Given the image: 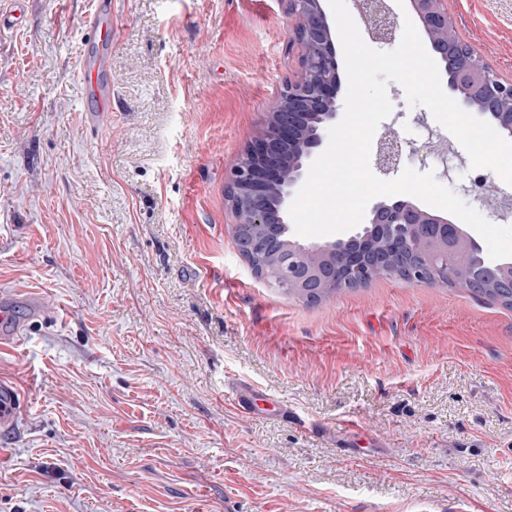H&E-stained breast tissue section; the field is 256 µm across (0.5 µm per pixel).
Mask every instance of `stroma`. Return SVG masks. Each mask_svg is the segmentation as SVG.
I'll return each instance as SVG.
<instances>
[{
  "label": "stroma",
  "instance_id": "obj_1",
  "mask_svg": "<svg viewBox=\"0 0 512 512\" xmlns=\"http://www.w3.org/2000/svg\"><path fill=\"white\" fill-rule=\"evenodd\" d=\"M97 0H0V512H512V309L387 276L309 304L256 277L228 177L300 69L287 0H112V110L77 72ZM512 82V0H447ZM391 180L464 188L388 85ZM461 164L448 178L436 157ZM253 384L284 411L240 412ZM16 394L11 388L0 386V429H10L13 427L16 412Z\"/></svg>",
  "mask_w": 512,
  "mask_h": 512
}]
</instances>
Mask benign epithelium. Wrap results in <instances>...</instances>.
<instances>
[{"mask_svg":"<svg viewBox=\"0 0 512 512\" xmlns=\"http://www.w3.org/2000/svg\"><path fill=\"white\" fill-rule=\"evenodd\" d=\"M296 19L293 42L300 49L301 66L268 109L266 126L240 153L232 170L229 201L235 241L243 255H288L281 265L277 287L344 288L360 286L394 273L393 262L412 282H426L432 273L453 276V249L431 254L423 265L411 264V255L427 239L451 241L476 262L469 280L479 283L485 273L496 275V288L512 290V262L493 263L465 224L431 212L410 200L379 201L366 223L329 242L304 245L290 236V200L304 183L309 166L322 153L324 132L336 123L340 104L336 33L323 0H287ZM371 18L369 32L379 40L392 38L393 10L386 0H356ZM433 60L448 76V86L461 106L512 137V84L484 70L462 55L451 39L455 23L446 0H409ZM399 156L397 142L380 143L377 164L387 170Z\"/></svg>","mask_w":512,"mask_h":512,"instance_id":"1","label":"benign epithelium"}]
</instances>
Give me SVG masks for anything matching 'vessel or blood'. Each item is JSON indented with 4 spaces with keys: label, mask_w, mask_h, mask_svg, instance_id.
<instances>
[{
    "label": "vessel or blood",
    "mask_w": 512,
    "mask_h": 512,
    "mask_svg": "<svg viewBox=\"0 0 512 512\" xmlns=\"http://www.w3.org/2000/svg\"><path fill=\"white\" fill-rule=\"evenodd\" d=\"M90 45L96 53L92 58L81 61L79 76L95 111L108 112L112 109V98L102 91V75L109 66V50L112 46V9L105 0H99L93 13L85 21ZM17 417L16 395L12 389L0 386V429L13 427Z\"/></svg>",
    "instance_id": "1"
}]
</instances>
